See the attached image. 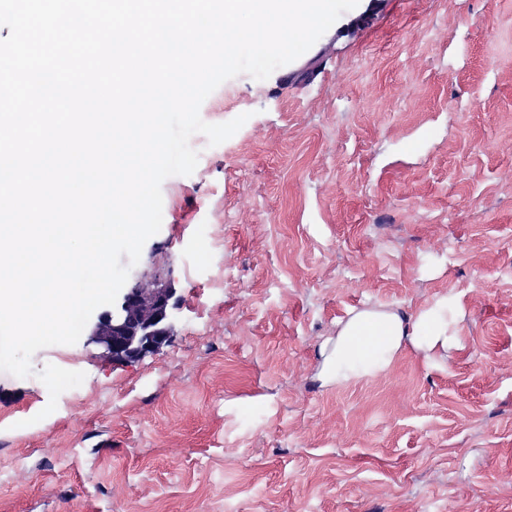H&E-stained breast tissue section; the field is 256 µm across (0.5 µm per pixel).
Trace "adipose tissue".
Masks as SVG:
<instances>
[{"label":"adipose tissue","instance_id":"1","mask_svg":"<svg viewBox=\"0 0 512 512\" xmlns=\"http://www.w3.org/2000/svg\"><path fill=\"white\" fill-rule=\"evenodd\" d=\"M454 309L445 297L409 316L390 308L353 312L321 345L319 381L344 386L386 374L407 345L426 353L447 350L454 339Z\"/></svg>","mask_w":512,"mask_h":512}]
</instances>
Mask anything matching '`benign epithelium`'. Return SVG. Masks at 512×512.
<instances>
[{"mask_svg": "<svg viewBox=\"0 0 512 512\" xmlns=\"http://www.w3.org/2000/svg\"><path fill=\"white\" fill-rule=\"evenodd\" d=\"M172 291L139 284L117 296L112 310L103 313L92 339L117 361L136 358L168 337V308Z\"/></svg>", "mask_w": 512, "mask_h": 512, "instance_id": "7a95c632", "label": "benign epithelium"}]
</instances>
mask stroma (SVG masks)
<instances>
[{"instance_id": "obj_1", "label": "stroma", "mask_w": 512, "mask_h": 512, "mask_svg": "<svg viewBox=\"0 0 512 512\" xmlns=\"http://www.w3.org/2000/svg\"><path fill=\"white\" fill-rule=\"evenodd\" d=\"M243 113L191 138L130 271L171 288L167 341L0 372V512H512V0H378L200 108ZM445 296L447 351L317 381L353 311ZM67 355L85 379L39 418Z\"/></svg>"}]
</instances>
